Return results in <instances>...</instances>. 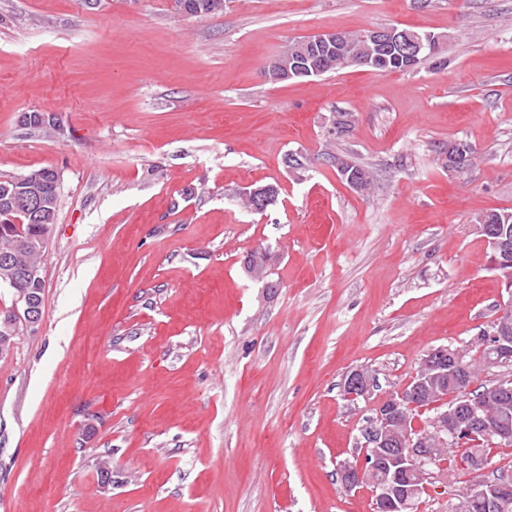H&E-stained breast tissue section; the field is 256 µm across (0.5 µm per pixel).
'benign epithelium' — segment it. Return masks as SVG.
<instances>
[{"label": "benign epithelium", "instance_id": "benign-epithelium-1", "mask_svg": "<svg viewBox=\"0 0 512 512\" xmlns=\"http://www.w3.org/2000/svg\"><path fill=\"white\" fill-rule=\"evenodd\" d=\"M339 32L326 30L307 38L316 46L330 47L340 43ZM479 232L491 242V263L495 267L508 265L500 257L495 239V228L488 224L477 225ZM32 290L18 293L12 311L15 317L29 327L41 321L39 308L33 306ZM484 346L491 349L493 357L486 369L512 365V334L504 322L495 321L482 333ZM465 351L447 346L439 347L424 357L430 368L426 377L411 381L399 391L389 394L378 406L376 419L363 432L362 456L354 461L343 460L338 474L348 490L368 486L374 500V512H407L411 502L418 499L434 479L445 474L438 458L459 448L473 444L476 428L484 424L482 411L483 392L477 390V382L471 378L464 362ZM454 378L455 390L447 394L451 404L439 409L433 419L429 435H420L409 424L405 410L415 406L419 395L441 385L443 378ZM372 384L369 372L363 368L351 370L344 381V390L353 398L368 395ZM385 469L387 477L373 479L379 469ZM488 512L512 500V483L509 481L484 482L478 485Z\"/></svg>", "mask_w": 512, "mask_h": 512}]
</instances>
